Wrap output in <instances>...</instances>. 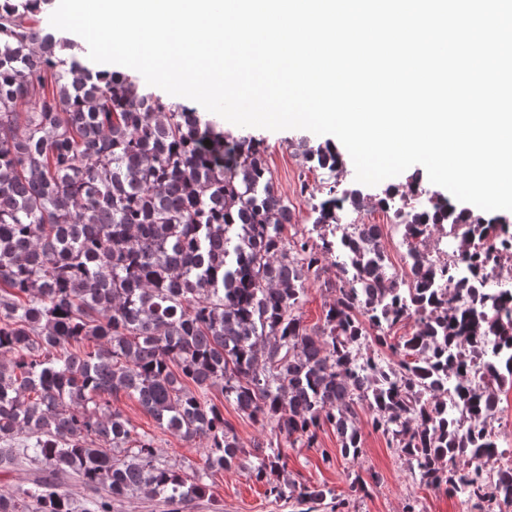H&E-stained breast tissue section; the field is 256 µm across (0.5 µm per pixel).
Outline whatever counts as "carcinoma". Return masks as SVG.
<instances>
[{"label":"carcinoma","mask_w":512,"mask_h":512,"mask_svg":"<svg viewBox=\"0 0 512 512\" xmlns=\"http://www.w3.org/2000/svg\"><path fill=\"white\" fill-rule=\"evenodd\" d=\"M49 2L0 0V466L22 457L41 473L0 488V512H114L140 494L193 512L211 500L208 475L245 465L270 498L345 512L348 499L292 477L281 443L320 449L330 428L355 459L360 408L419 482L467 512H512V473L490 485L479 473L499 452L483 424L512 389V290L493 287L490 255L474 251L487 238L512 246L506 218L447 200L392 211L409 277L354 221L336 243L338 201L367 192L337 191L342 153L303 137L294 156L327 181L300 184L299 229L262 142L230 139L195 108L91 66L39 24ZM444 224L448 259L437 262L421 244ZM352 277L371 288L359 293ZM311 280L335 295L312 328L300 313ZM409 319L414 330L390 342ZM472 360L487 368L479 390L460 373ZM451 374L454 411L442 390ZM193 386L219 390L272 440L244 448ZM120 394L200 443L202 463L162 459L112 411ZM69 478L96 496L76 501Z\"/></svg>","instance_id":"carcinoma-1"}]
</instances>
